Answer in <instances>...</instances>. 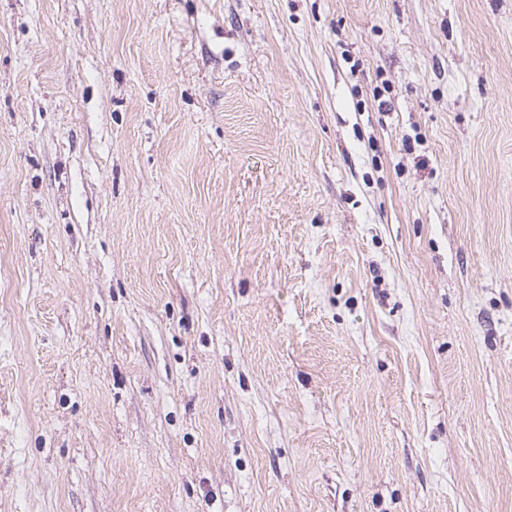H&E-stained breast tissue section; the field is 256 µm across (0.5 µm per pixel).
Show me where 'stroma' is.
<instances>
[{
    "instance_id": "35a3bbf8",
    "label": "stroma",
    "mask_w": 512,
    "mask_h": 512,
    "mask_svg": "<svg viewBox=\"0 0 512 512\" xmlns=\"http://www.w3.org/2000/svg\"><path fill=\"white\" fill-rule=\"evenodd\" d=\"M0 512H512V0H0Z\"/></svg>"
}]
</instances>
